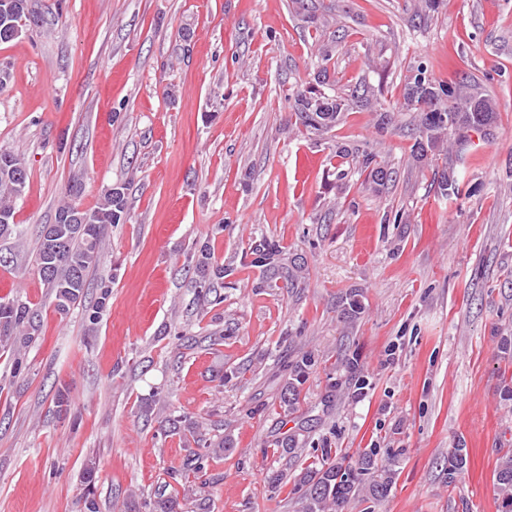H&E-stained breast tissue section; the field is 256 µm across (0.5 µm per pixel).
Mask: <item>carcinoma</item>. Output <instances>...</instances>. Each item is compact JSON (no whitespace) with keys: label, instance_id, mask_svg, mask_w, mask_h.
Segmentation results:
<instances>
[{"label":"carcinoma","instance_id":"1","mask_svg":"<svg viewBox=\"0 0 512 512\" xmlns=\"http://www.w3.org/2000/svg\"><path fill=\"white\" fill-rule=\"evenodd\" d=\"M41 17L29 9V0H0V43L16 39L15 28L21 20ZM416 76L427 80V88L414 95L405 87L403 102L399 109L417 113L419 140L415 143L413 156L422 161L430 152L444 149V137L460 131L485 132L497 121L492 102L482 93H462L455 86L434 79L428 65L418 61L410 67ZM377 108L379 102L373 99L369 87L356 85L346 96H323L311 89L296 92L292 105L294 124L314 134H324L340 124L344 112L350 105ZM433 105L449 111L451 123L429 125L425 121V108ZM361 168L369 172L373 184L383 186L390 175L372 153H361L358 160ZM28 176L24 158L12 151L0 149V237L18 236L21 231L14 222V202L26 187V182H17L16 174ZM127 187L117 185L105 191L100 202L93 208L80 207L75 199L81 192V185L74 182L65 189L70 201L56 212L55 221L43 228L36 253L37 273L47 288L49 296L59 311L70 308L82 300L89 273L97 266L102 238L112 227L128 220ZM279 243L263 238L245 253L243 265L262 268L263 276L256 284L258 288H269L271 283L286 275L295 278L294 271L284 266ZM196 269L198 296L207 299L211 290L224 285L228 269L222 264L209 262L208 243L196 247ZM112 274L99 277L98 300L84 310V319L93 327L103 315L111 295ZM39 313L19 299L0 297V348L15 349L12 362L13 376L26 368L20 346L33 340L37 331ZM316 359L310 354L301 356L290 365V381L280 397V408L291 415L299 403L300 386L306 381L309 370ZM220 451V446L201 451L187 449L181 471L185 478L198 477L208 466L210 453ZM466 467V457L461 449L448 453V485H453ZM394 483V472L378 464L374 450H363L352 462L337 456L331 448H322L313 460L300 468L295 475L293 491L297 494L298 512H341L354 502L375 503L387 497ZM495 483L500 500L501 512H512V455L500 461ZM150 512H181L183 505L178 495L168 492L167 485H161L149 501Z\"/></svg>","mask_w":512,"mask_h":512}]
</instances>
